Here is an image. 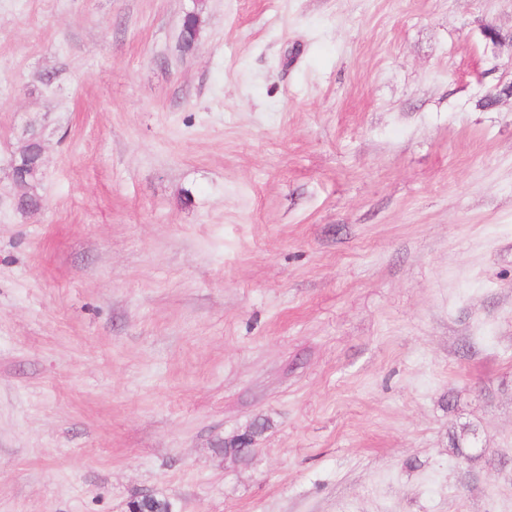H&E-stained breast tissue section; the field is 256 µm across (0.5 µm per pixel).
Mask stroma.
<instances>
[{"instance_id":"stroma-1","label":"stroma","mask_w":512,"mask_h":512,"mask_svg":"<svg viewBox=\"0 0 512 512\" xmlns=\"http://www.w3.org/2000/svg\"><path fill=\"white\" fill-rule=\"evenodd\" d=\"M488 24L512 0H0V512H512ZM40 150V142L34 138H25L15 154V160L18 163L28 165L27 176L21 180V186L26 188L18 199L16 210L22 215L37 212L42 207V198L38 193V184L41 178V170L35 171L33 168L34 160L37 158ZM39 166H43V150L41 146Z\"/></svg>"}]
</instances>
